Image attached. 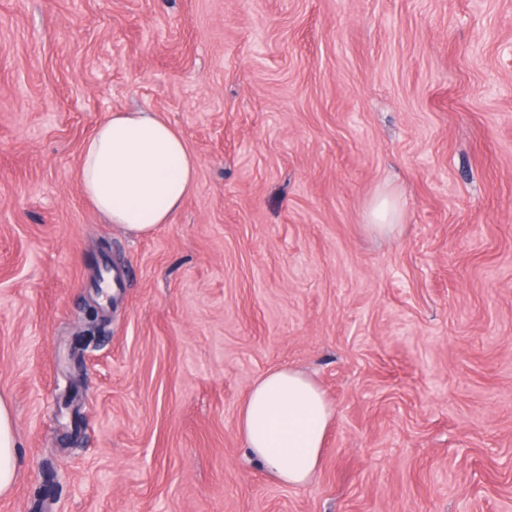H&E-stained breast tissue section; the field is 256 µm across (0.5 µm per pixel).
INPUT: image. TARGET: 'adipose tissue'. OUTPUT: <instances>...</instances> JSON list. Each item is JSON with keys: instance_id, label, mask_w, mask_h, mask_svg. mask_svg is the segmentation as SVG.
<instances>
[{"instance_id": "ef3b65f1", "label": "adipose tissue", "mask_w": 512, "mask_h": 512, "mask_svg": "<svg viewBox=\"0 0 512 512\" xmlns=\"http://www.w3.org/2000/svg\"><path fill=\"white\" fill-rule=\"evenodd\" d=\"M197 161L159 114L116 112L85 141L77 177L83 194L121 228L142 236L169 223L190 195ZM335 411L305 373H263L239 407L236 428L248 454L279 483L313 481ZM14 412L0 399V495L17 476Z\"/></svg>"}]
</instances>
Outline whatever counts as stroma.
Here are the masks:
<instances>
[{"label": "stroma", "instance_id": "35a3bbf8", "mask_svg": "<svg viewBox=\"0 0 512 512\" xmlns=\"http://www.w3.org/2000/svg\"><path fill=\"white\" fill-rule=\"evenodd\" d=\"M132 110L198 161L140 237L76 177ZM279 367L336 409L302 487L236 429ZM0 397V512H36L49 471L48 512H506L512 0H0ZM16 448L14 412L11 405L0 398V495L8 493L15 482Z\"/></svg>", "mask_w": 512, "mask_h": 512}]
</instances>
